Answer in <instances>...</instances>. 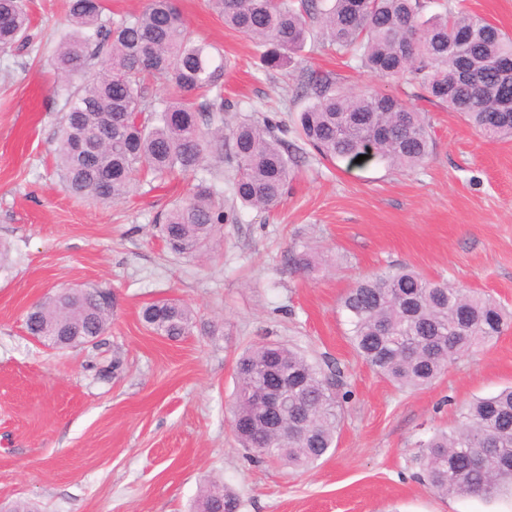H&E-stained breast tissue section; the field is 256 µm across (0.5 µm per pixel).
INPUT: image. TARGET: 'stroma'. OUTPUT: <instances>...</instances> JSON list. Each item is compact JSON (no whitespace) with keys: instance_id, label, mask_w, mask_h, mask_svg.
<instances>
[{"instance_id":"35a3bbf8","label":"stroma","mask_w":512,"mask_h":512,"mask_svg":"<svg viewBox=\"0 0 512 512\" xmlns=\"http://www.w3.org/2000/svg\"><path fill=\"white\" fill-rule=\"evenodd\" d=\"M64 0H27V45L0 50V504L40 512H190L204 479L240 512H512V501L442 497L419 479L421 441L455 425L462 405L512 386V329L461 357L430 387L400 391L354 351L341 296L358 279L406 266L490 295L512 311V141L481 136L456 113L421 103L435 141L415 169L327 161L287 134L295 166L283 205L235 209L210 245L171 253L157 219L195 174L134 186L107 205L70 196L53 153L64 98L50 59ZM197 38L237 66L224 79L225 127L250 119L292 126V89L320 70L400 97L405 80L328 55L312 32L293 78L263 70L259 50L225 29L206 0H176ZM317 266L294 271L291 253ZM63 287L116 297L95 346L56 350L30 337V306ZM176 299L196 322L171 340L140 320ZM274 340L338 365L346 394L334 452L299 470L258 462L238 444L227 408L235 361ZM122 368L111 372L113 359Z\"/></svg>"}]
</instances>
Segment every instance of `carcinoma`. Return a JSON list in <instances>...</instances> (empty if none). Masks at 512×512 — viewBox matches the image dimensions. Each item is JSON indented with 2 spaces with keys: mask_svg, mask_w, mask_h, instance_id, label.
<instances>
[{
  "mask_svg": "<svg viewBox=\"0 0 512 512\" xmlns=\"http://www.w3.org/2000/svg\"><path fill=\"white\" fill-rule=\"evenodd\" d=\"M224 27L262 48L261 65L295 64L313 26L323 46L348 55L382 79L404 78L410 100L356 90L330 73L310 71L294 98L306 105L295 132L325 160L384 162L396 168L424 165L432 154L425 113L416 102L456 112L490 139L512 140V74L496 62L512 57V38L470 13L463 0L443 12L424 13L426 0H207ZM106 0H66L68 30L51 64L60 79L66 112L57 136L56 168L69 194L94 202L126 198L137 176L164 182L176 173L205 170L192 193L175 201L158 221L161 237L178 255L194 254L228 219L227 205L266 212L283 202L296 159L276 134L279 126L245 120L229 134L235 175L224 180V72L231 61L196 39L174 0H149L138 15L109 19ZM25 0H0V50L27 38ZM163 79L172 95L154 99L144 76ZM27 314L36 336L49 320L64 327L67 347L102 335L115 298L101 288H74L50 296ZM350 341L360 357L401 389L435 381L463 355L500 336L512 315L493 300L407 268L356 282L342 298ZM159 336L187 334L195 316L185 305L161 300L141 313ZM232 428L257 460L305 468L335 447L343 418L337 384L301 351L267 341L236 363ZM288 384L291 404L305 419L291 427L258 396ZM429 488L442 497L512 496V387L480 398L461 412L458 425L420 444ZM238 496L203 483L194 512H238Z\"/></svg>",
  "mask_w": 512,
  "mask_h": 512,
  "instance_id": "carcinoma-1",
  "label": "carcinoma"
}]
</instances>
